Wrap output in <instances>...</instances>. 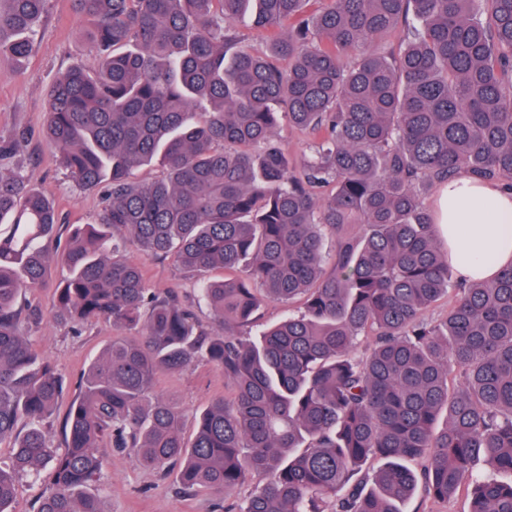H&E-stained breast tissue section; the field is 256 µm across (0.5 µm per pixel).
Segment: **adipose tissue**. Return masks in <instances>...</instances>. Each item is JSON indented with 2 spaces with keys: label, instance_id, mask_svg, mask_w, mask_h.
I'll list each match as a JSON object with an SVG mask.
<instances>
[{
  "label": "adipose tissue",
  "instance_id": "1",
  "mask_svg": "<svg viewBox=\"0 0 512 512\" xmlns=\"http://www.w3.org/2000/svg\"><path fill=\"white\" fill-rule=\"evenodd\" d=\"M433 211L459 280L492 279L512 268V191L462 176L441 184Z\"/></svg>",
  "mask_w": 512,
  "mask_h": 512
}]
</instances>
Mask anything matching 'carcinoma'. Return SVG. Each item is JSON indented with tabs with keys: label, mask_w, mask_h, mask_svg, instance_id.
<instances>
[{
	"label": "carcinoma",
	"mask_w": 512,
	"mask_h": 512,
	"mask_svg": "<svg viewBox=\"0 0 512 512\" xmlns=\"http://www.w3.org/2000/svg\"><path fill=\"white\" fill-rule=\"evenodd\" d=\"M48 0H0V56L23 63ZM99 70L55 82L46 131L101 219L53 253L52 199L0 172V512L48 471L33 512H106L85 493L129 448L180 489L239 512H402L423 485L469 512H512V269L451 284L424 195L456 176L512 186V0H72ZM252 15L265 51L241 45ZM288 61L281 67L279 60ZM312 135L295 163L279 116ZM157 163L162 176L132 171ZM220 267L202 288L209 332L122 255ZM55 316L135 331L112 339L69 401L65 450L43 424L66 393L19 306L53 260ZM438 319L426 317L441 299ZM267 301L300 302L258 337ZM368 347L361 349V343ZM202 358L230 394L181 416L156 376ZM379 459L376 469L369 461ZM418 460L421 468L406 462Z\"/></svg>",
	"instance_id": "1"
}]
</instances>
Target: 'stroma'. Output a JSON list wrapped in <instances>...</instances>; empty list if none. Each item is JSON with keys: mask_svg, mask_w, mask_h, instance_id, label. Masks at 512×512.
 Masks as SVG:
<instances>
[{"mask_svg": "<svg viewBox=\"0 0 512 512\" xmlns=\"http://www.w3.org/2000/svg\"><path fill=\"white\" fill-rule=\"evenodd\" d=\"M90 30L88 20L72 13L69 0H49L36 31L35 51L24 65L18 68L9 57L0 58V144L21 136L27 141L23 150L0 153V172L19 173L55 199L62 218L52 243L58 252L67 247L72 225L93 222L104 205L101 195L85 192L68 177L44 131L49 90L58 75L75 65L91 72L98 67L89 48ZM123 255L143 264L151 288L175 291L184 304L192 306L203 328L217 330L208 307L198 300V288L202 280L222 277V270L189 273L173 257L146 259L131 246ZM68 273L64 263H53L44 286L28 291L23 302L42 313L39 323L29 329L35 351L57 365L73 390L88 362L125 330L105 322L76 330L57 320L54 288ZM225 392L223 373L203 360L179 372L160 373L152 390L153 395L176 404L182 434L188 440L194 436L199 413ZM253 489V483L247 482L224 499L207 491L187 495L174 475L145 469L136 454L124 448L109 449L103 478L91 487L102 496L107 512H236Z\"/></svg>", "mask_w": 512, "mask_h": 512, "instance_id": "obj_1", "label": "stroma"}]
</instances>
